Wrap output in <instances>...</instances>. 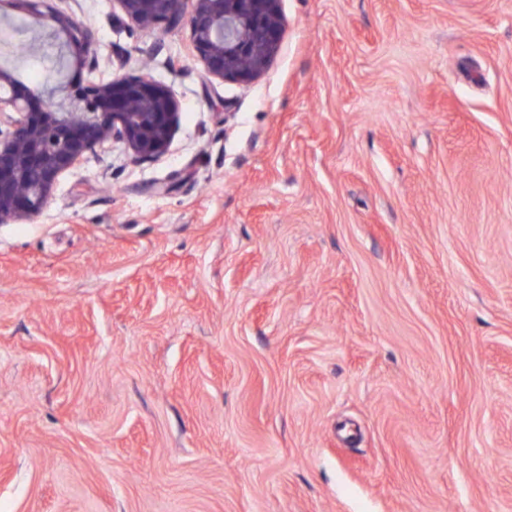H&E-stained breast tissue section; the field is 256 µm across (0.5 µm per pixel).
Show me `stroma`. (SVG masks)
Instances as JSON below:
<instances>
[{
    "instance_id": "stroma-1",
    "label": "stroma",
    "mask_w": 512,
    "mask_h": 512,
    "mask_svg": "<svg viewBox=\"0 0 512 512\" xmlns=\"http://www.w3.org/2000/svg\"><path fill=\"white\" fill-rule=\"evenodd\" d=\"M66 7L179 125L0 223V512H512V0H280L246 85Z\"/></svg>"
}]
</instances>
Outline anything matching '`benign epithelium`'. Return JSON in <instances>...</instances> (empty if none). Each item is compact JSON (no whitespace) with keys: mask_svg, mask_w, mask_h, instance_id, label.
I'll return each instance as SVG.
<instances>
[{"mask_svg":"<svg viewBox=\"0 0 512 512\" xmlns=\"http://www.w3.org/2000/svg\"><path fill=\"white\" fill-rule=\"evenodd\" d=\"M280 0H113L122 17L141 29L187 25L197 61L213 79L250 83L278 54L284 30ZM35 28L65 35L82 53L81 66L100 70L103 57L92 29L51 5L30 10ZM12 70L0 68V223L25 221L50 203L58 178L86 154L112 141L143 160L166 154L179 123L172 90L143 71L113 74L72 87L62 102L39 111L15 91Z\"/></svg>","mask_w":512,"mask_h":512,"instance_id":"benign-epithelium-1","label":"benign epithelium"}]
</instances>
